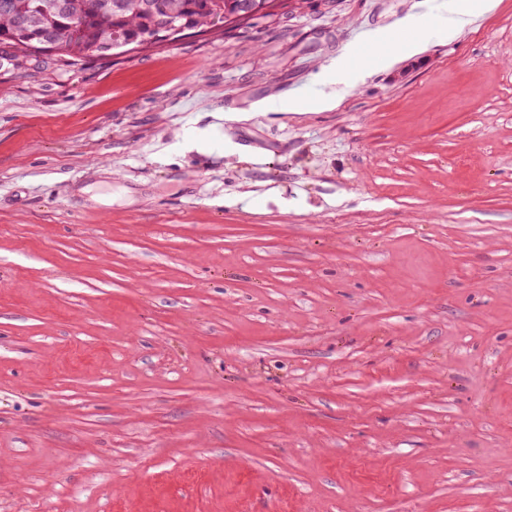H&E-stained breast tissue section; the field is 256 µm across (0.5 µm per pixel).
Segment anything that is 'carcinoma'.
<instances>
[{"instance_id": "carcinoma-1", "label": "carcinoma", "mask_w": 512, "mask_h": 512, "mask_svg": "<svg viewBox=\"0 0 512 512\" xmlns=\"http://www.w3.org/2000/svg\"><path fill=\"white\" fill-rule=\"evenodd\" d=\"M9 2L11 13L0 11V61L5 59L26 61L27 46L35 31L22 25L29 13L31 0H0ZM71 12L87 21L86 30L77 38L65 33L67 19L50 14L41 19V28L63 33L62 52L55 62L64 66H77L88 59L105 60L109 55L101 50V43L111 33L129 42L133 48L153 35L158 21L169 15L178 18L185 32L201 30L210 25L231 24V17L240 9L242 0H150L152 7L144 10L142 0H67Z\"/></svg>"}]
</instances>
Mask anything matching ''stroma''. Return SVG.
I'll return each instance as SVG.
<instances>
[{"label": "stroma", "mask_w": 512, "mask_h": 512, "mask_svg": "<svg viewBox=\"0 0 512 512\" xmlns=\"http://www.w3.org/2000/svg\"><path fill=\"white\" fill-rule=\"evenodd\" d=\"M426 12L0 67V512H512V0ZM491 0H441L436 6L437 13L431 19L452 35L460 31L475 14L493 7Z\"/></svg>", "instance_id": "stroma-1"}]
</instances>
